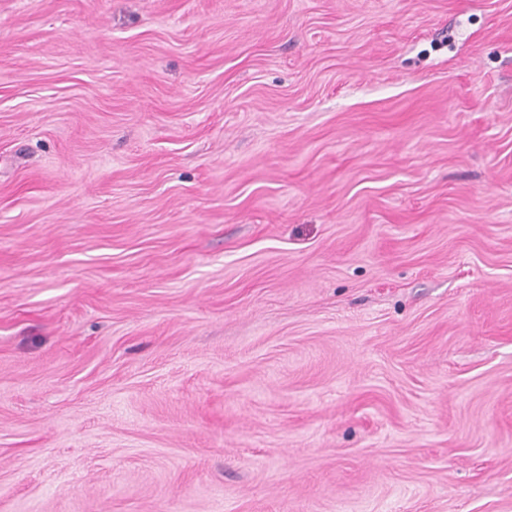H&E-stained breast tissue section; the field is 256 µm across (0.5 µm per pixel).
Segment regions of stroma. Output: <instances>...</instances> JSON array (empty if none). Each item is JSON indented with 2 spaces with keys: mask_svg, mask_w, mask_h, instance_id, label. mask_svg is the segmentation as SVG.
Instances as JSON below:
<instances>
[{
  "mask_svg": "<svg viewBox=\"0 0 512 512\" xmlns=\"http://www.w3.org/2000/svg\"><path fill=\"white\" fill-rule=\"evenodd\" d=\"M0 512H512V0H0Z\"/></svg>",
  "mask_w": 512,
  "mask_h": 512,
  "instance_id": "35a3bbf8",
  "label": "stroma"
}]
</instances>
